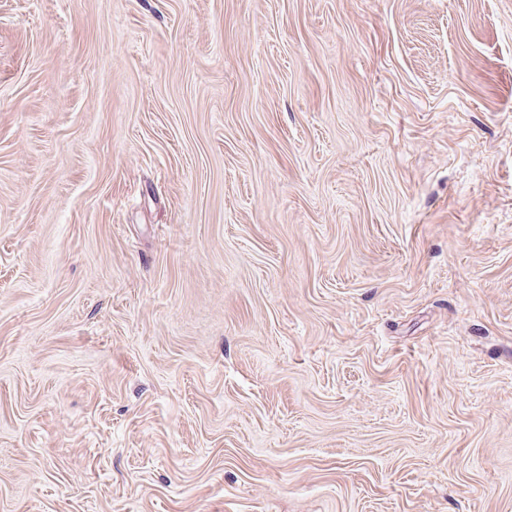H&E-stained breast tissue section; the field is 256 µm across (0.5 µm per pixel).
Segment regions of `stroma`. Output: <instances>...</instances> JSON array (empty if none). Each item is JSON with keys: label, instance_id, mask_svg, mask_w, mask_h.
<instances>
[{"label": "stroma", "instance_id": "1", "mask_svg": "<svg viewBox=\"0 0 512 512\" xmlns=\"http://www.w3.org/2000/svg\"><path fill=\"white\" fill-rule=\"evenodd\" d=\"M0 512H512V0H0Z\"/></svg>", "mask_w": 512, "mask_h": 512}]
</instances>
